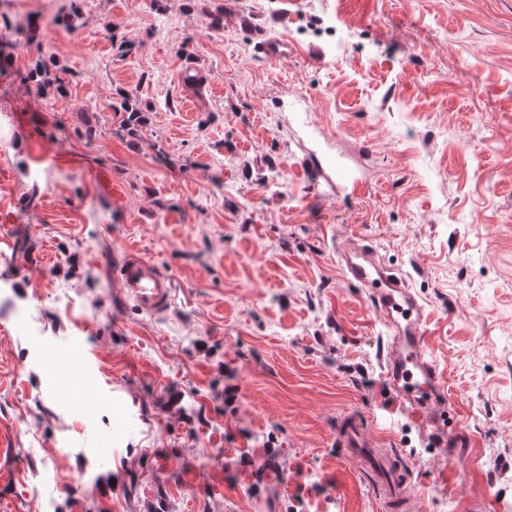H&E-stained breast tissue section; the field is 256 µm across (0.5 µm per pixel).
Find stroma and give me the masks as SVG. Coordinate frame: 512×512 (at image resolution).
Returning <instances> with one entry per match:
<instances>
[{
  "label": "stroma",
  "instance_id": "obj_1",
  "mask_svg": "<svg viewBox=\"0 0 512 512\" xmlns=\"http://www.w3.org/2000/svg\"><path fill=\"white\" fill-rule=\"evenodd\" d=\"M69 5L0 7L34 41L0 74V512H388L349 414L407 512H512V0H83L59 26ZM275 37L291 56L255 55ZM354 234L425 306L455 434L389 393ZM133 249L163 311L106 270ZM115 277L125 297L143 311L158 312L169 303L170 279L139 251L129 250L118 260ZM336 438L349 459L371 468L377 492L386 503H397L400 507L407 505L414 484L399 460L387 449L378 448L377 440L362 418H343L338 423Z\"/></svg>",
  "mask_w": 512,
  "mask_h": 512
}]
</instances>
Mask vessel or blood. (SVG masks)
<instances>
[{
	"mask_svg": "<svg viewBox=\"0 0 512 512\" xmlns=\"http://www.w3.org/2000/svg\"><path fill=\"white\" fill-rule=\"evenodd\" d=\"M340 258L346 278L366 290L391 331L385 357L387 385L412 412L425 413L430 401L446 396L447 389L427 354L423 305L364 238L346 246ZM115 277L125 297L141 310L160 311L170 300L169 278L139 251H127L119 259ZM336 438L349 459L371 468L377 492L386 502L407 505L414 491L409 475L390 451L379 447L362 418H343Z\"/></svg>",
	"mask_w": 512,
	"mask_h": 512,
	"instance_id": "obj_1",
	"label": "vessel or blood"
}]
</instances>
